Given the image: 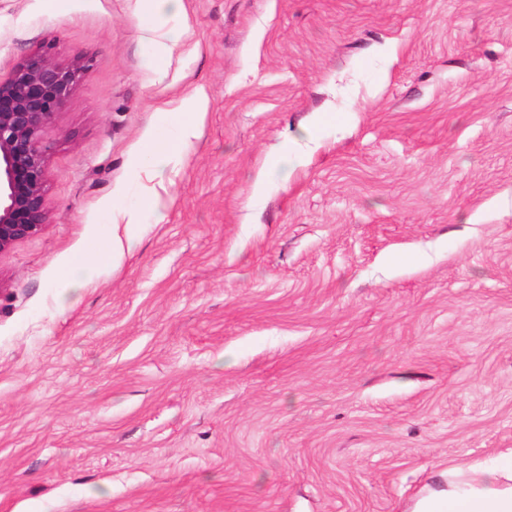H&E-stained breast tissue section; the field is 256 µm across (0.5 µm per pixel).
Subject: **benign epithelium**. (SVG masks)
<instances>
[{"mask_svg":"<svg viewBox=\"0 0 512 512\" xmlns=\"http://www.w3.org/2000/svg\"><path fill=\"white\" fill-rule=\"evenodd\" d=\"M89 58L58 61L45 43L0 80V253L48 223L44 132L77 92Z\"/></svg>","mask_w":512,"mask_h":512,"instance_id":"7a95c632","label":"benign epithelium"}]
</instances>
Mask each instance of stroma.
<instances>
[{"mask_svg":"<svg viewBox=\"0 0 512 512\" xmlns=\"http://www.w3.org/2000/svg\"><path fill=\"white\" fill-rule=\"evenodd\" d=\"M183 4L0 0V79L93 61L49 222L0 254V512H410L512 448V0ZM148 21L184 29L161 70ZM197 86L147 208L144 137ZM120 202L135 248L64 278Z\"/></svg>","mask_w":512,"mask_h":512,"instance_id":"1","label":"stroma"}]
</instances>
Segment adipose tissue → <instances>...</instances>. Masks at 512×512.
I'll return each mask as SVG.
<instances>
[{
  "label": "adipose tissue",
  "mask_w": 512,
  "mask_h": 512,
  "mask_svg": "<svg viewBox=\"0 0 512 512\" xmlns=\"http://www.w3.org/2000/svg\"><path fill=\"white\" fill-rule=\"evenodd\" d=\"M204 94L193 88L178 108L167 115L165 133H152L144 149L148 178L164 184L174 156L183 145L197 138L204 123ZM138 220L136 212L113 207L110 222L114 228L106 245L74 254L67 272L76 278H90L97 267L116 263L135 246L132 236L120 233L123 224ZM445 485L428 491L414 504L412 512H512V452L496 463L482 461L452 465L444 471Z\"/></svg>",
  "instance_id": "ef3b65f1"
}]
</instances>
